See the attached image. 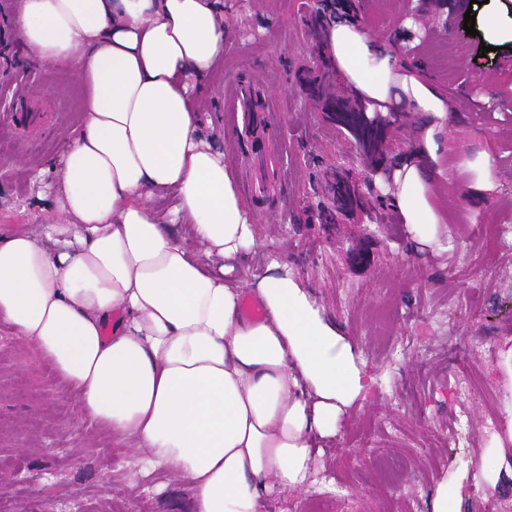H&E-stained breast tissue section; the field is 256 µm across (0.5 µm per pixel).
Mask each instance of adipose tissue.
<instances>
[{
	"label": "adipose tissue",
	"mask_w": 512,
	"mask_h": 512,
	"mask_svg": "<svg viewBox=\"0 0 512 512\" xmlns=\"http://www.w3.org/2000/svg\"><path fill=\"white\" fill-rule=\"evenodd\" d=\"M15 27L34 59L74 66L85 101L53 166L62 221L0 235V318L91 425L182 476L192 512H259L306 484L312 434L335 436L374 378L287 264L242 274L259 242L193 104L230 36L220 0H23ZM323 45L370 109L422 117L386 188L412 239L439 244L451 96L359 22L331 20Z\"/></svg>",
	"instance_id": "obj_1"
}]
</instances>
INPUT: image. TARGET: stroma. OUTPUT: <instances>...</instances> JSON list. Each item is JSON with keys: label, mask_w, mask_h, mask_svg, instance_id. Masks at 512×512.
I'll return each instance as SVG.
<instances>
[{"label": "stroma", "mask_w": 512, "mask_h": 512, "mask_svg": "<svg viewBox=\"0 0 512 512\" xmlns=\"http://www.w3.org/2000/svg\"><path fill=\"white\" fill-rule=\"evenodd\" d=\"M397 48L401 65L448 89L445 162L489 156L493 192L440 187L451 246L437 252L408 235L394 206L363 194L340 223L323 224L324 170L344 137L302 79L317 75L320 48L302 0H223L232 36L200 94L219 135L254 232L262 243L250 274L271 260L292 268L326 321L374 378L367 398L321 442L308 484L276 493L262 512H433L438 487H458L461 512H512V51L481 52L488 19L512 25V0H343ZM21 0H0V84L32 75L33 135L20 138L0 112V234H39L56 216L48 187L82 110L73 67L29 61L13 21ZM427 26L406 24L413 10ZM476 35L466 34V12ZM483 82H475V75ZM240 85L269 107L266 143L280 162L254 157ZM487 224L505 234L490 242ZM398 463L384 482L380 459ZM135 455L109 432L87 427L71 390L35 345L0 321V512H189L190 492L154 474L129 485Z\"/></svg>", "instance_id": "1"}]
</instances>
